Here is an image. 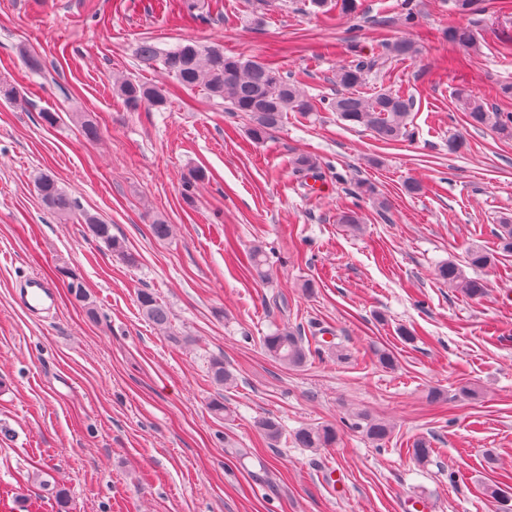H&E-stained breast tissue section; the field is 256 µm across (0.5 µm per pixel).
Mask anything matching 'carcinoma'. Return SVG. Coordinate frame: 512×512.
<instances>
[{"label":"carcinoma","mask_w":512,"mask_h":512,"mask_svg":"<svg viewBox=\"0 0 512 512\" xmlns=\"http://www.w3.org/2000/svg\"><path fill=\"white\" fill-rule=\"evenodd\" d=\"M165 9H177L178 13L191 20H197L201 14L199 0H161ZM442 39L453 49L467 52L477 49L474 31L469 26H450L442 31ZM416 49L408 38H401L389 43L381 57L356 56L349 64L336 71V85L343 92L329 100H315L307 96L298 82L290 79L279 67L244 54H226L220 46H202L193 41L179 42L161 52L155 45L143 41L136 54L146 65H161L163 70L173 78L180 87L194 90L201 89L212 98L224 101L229 112L244 114L249 120L248 137L254 142L266 140L278 129L290 112H297L306 117L321 109L336 113L337 117L351 127L360 126L371 131L382 142H396L408 136V120L413 99L399 90L378 92L370 97L357 93L372 75L385 71L387 63L414 57ZM116 92L128 109L136 111L147 105L158 110L167 105L165 90L152 85L124 80L116 86ZM463 103L469 122L474 126H489L501 134H512V115L491 112L485 102L476 97L458 93ZM290 166L299 187L311 188L309 181H320L324 177L321 163L310 155L297 154L290 160ZM38 196L49 211L58 217L71 216L76 208V201L66 193L56 179L42 173L35 180ZM84 221L89 225L92 236L114 253L125 254L122 241L112 235V225L92 215H85ZM248 262L257 276H267L265 267L268 259L260 247L248 253ZM465 265L472 269L474 276H466L464 270L454 261L444 262L435 270L436 279L461 291L470 299H480L487 294L488 282L481 272L495 264L493 253L472 247L466 251ZM68 282L65 287L75 300L88 304L86 290L75 274H66ZM139 308L144 318L158 329H166L170 324V311L166 304L150 290L139 291L137 296ZM262 346L266 353L285 367H298L304 364L310 351L305 349L303 338L288 328H278L262 337ZM208 374L210 382L217 390L232 384V373L224 368V359L213 357L209 361ZM353 427L371 442L380 445L388 440L393 426L366 411L354 414ZM264 439L273 447L277 446L282 436L281 425L272 418H262L256 422ZM338 442V433L334 426L302 427L293 433V443L299 448H332ZM412 457L424 462L432 453L431 442L419 439L407 449Z\"/></svg>","instance_id":"obj_1"}]
</instances>
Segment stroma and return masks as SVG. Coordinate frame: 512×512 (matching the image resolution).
<instances>
[{"label": "stroma", "instance_id": "35a3bbf8", "mask_svg": "<svg viewBox=\"0 0 512 512\" xmlns=\"http://www.w3.org/2000/svg\"><path fill=\"white\" fill-rule=\"evenodd\" d=\"M204 2L194 22L158 0H0V82L18 91L0 99V512H409L416 500L428 512H499L486 490L512 487V254L497 249L512 218V137L470 126L456 92L512 113L502 91L512 86V10L477 0L478 49L465 55L440 37L464 20L453 0H414L410 27L402 0H357L354 21L325 19L311 0H272L261 16L255 0ZM400 37L417 42V56L397 62L388 84L361 88L411 95L410 135L391 143L328 111L288 113L253 142L222 100L136 57L144 41L220 45L328 99L340 64ZM25 49L42 72L25 65ZM118 78L163 88L166 107L129 111ZM46 112L58 113L55 125ZM76 112L93 119L96 140ZM457 135L466 146L449 153ZM301 153L325 172L309 196L288 168ZM193 170L204 178L185 187ZM43 172L77 215L44 206L34 187ZM410 178L419 194L405 192ZM360 179L387 211L353 200ZM351 207L361 230L337 221ZM85 213L111 224L125 255L92 237ZM158 218L173 226L163 242L149 230ZM257 245L265 279L246 258ZM473 246L496 254L479 300L434 275ZM63 267L96 317L68 294ZM29 275L55 294L37 314L17 301ZM142 289L168 306V330L142 316ZM283 326L309 346L302 367L260 345ZM405 327L416 342L401 339ZM383 348L394 368L377 363ZM215 356L236 378L220 392L223 416L209 407ZM360 409L393 425L389 440L376 446L346 427ZM264 416L283 428L277 447L254 426ZM322 424L336 426L339 447L294 446L295 429ZM421 437L432 446L423 463L407 453Z\"/></svg>", "mask_w": 512, "mask_h": 512}]
</instances>
